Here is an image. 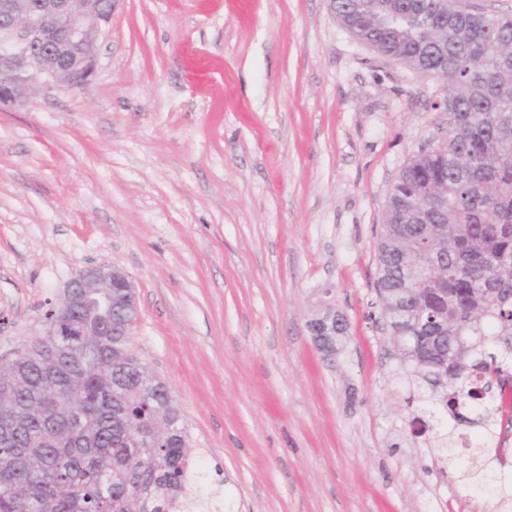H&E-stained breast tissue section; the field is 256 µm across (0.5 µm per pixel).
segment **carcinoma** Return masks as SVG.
<instances>
[{
	"label": "carcinoma",
	"instance_id": "1",
	"mask_svg": "<svg viewBox=\"0 0 512 512\" xmlns=\"http://www.w3.org/2000/svg\"><path fill=\"white\" fill-rule=\"evenodd\" d=\"M357 40L441 83L448 140L414 155L377 242L379 319L437 460L512 512V43L509 15L456 0H331ZM129 313L83 346L35 337L0 365V512H208L167 384Z\"/></svg>",
	"mask_w": 512,
	"mask_h": 512
}]
</instances>
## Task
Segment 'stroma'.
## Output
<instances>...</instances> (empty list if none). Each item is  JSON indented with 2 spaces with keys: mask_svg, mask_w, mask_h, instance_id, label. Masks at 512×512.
Returning <instances> with one entry per match:
<instances>
[{
  "mask_svg": "<svg viewBox=\"0 0 512 512\" xmlns=\"http://www.w3.org/2000/svg\"><path fill=\"white\" fill-rule=\"evenodd\" d=\"M439 90L330 0H113L92 83L0 108V362L110 265L223 512H493L411 436L378 320L386 202L448 137ZM91 288H123L126 301L136 305L134 286L126 274L108 266H91L80 270L68 282L60 300L71 308L91 307L97 303L92 297ZM65 304L55 306V316L70 315ZM341 324H342V322L339 321L338 318H336V308H333L332 310L328 311L323 316L316 315L308 323V327H309L310 331H312V330L315 331L318 335H320L319 336L320 339L326 340V341H329L332 339L334 341V343L332 344L331 347H327V354L329 356H333L334 354L332 352L334 349L336 350L335 339H336V337H339L336 335L342 334L341 331H344L345 329H347L346 326L338 327ZM336 327H338L337 329L339 331L336 330Z\"/></svg>",
  "mask_w": 512,
  "mask_h": 512,
  "instance_id": "stroma-1",
  "label": "stroma"
}]
</instances>
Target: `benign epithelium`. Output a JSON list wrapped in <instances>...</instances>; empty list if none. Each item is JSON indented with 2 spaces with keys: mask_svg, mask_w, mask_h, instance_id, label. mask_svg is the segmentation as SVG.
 Listing matches in <instances>:
<instances>
[{
  "mask_svg": "<svg viewBox=\"0 0 512 512\" xmlns=\"http://www.w3.org/2000/svg\"><path fill=\"white\" fill-rule=\"evenodd\" d=\"M112 16V0H0V104L18 103L37 80L67 91L88 85L98 70V41ZM93 288H121L136 303L121 270L91 266L67 284L61 300L71 308L96 304ZM341 321L332 309L312 318L309 329L334 340ZM46 336H87L86 322L71 317L46 323Z\"/></svg>",
  "mask_w": 512,
  "mask_h": 512,
  "instance_id": "benign-epithelium-1",
  "label": "benign epithelium"
}]
</instances>
